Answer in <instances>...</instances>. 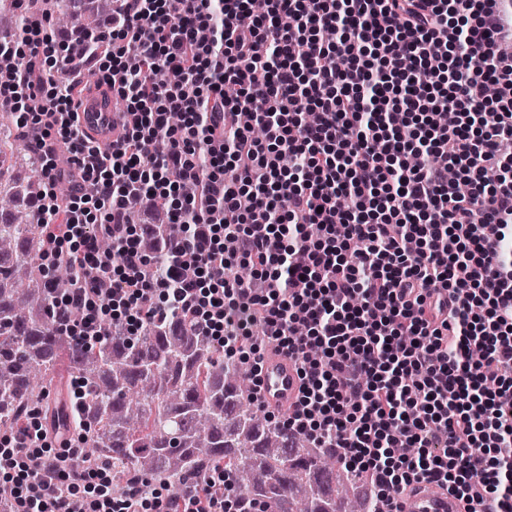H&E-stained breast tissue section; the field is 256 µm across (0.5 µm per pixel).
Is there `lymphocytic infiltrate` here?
<instances>
[{
    "label": "lymphocytic infiltrate",
    "instance_id": "1",
    "mask_svg": "<svg viewBox=\"0 0 512 512\" xmlns=\"http://www.w3.org/2000/svg\"><path fill=\"white\" fill-rule=\"evenodd\" d=\"M498 0H112L90 34L28 19L0 37V111L33 132L38 224L75 280L79 346L170 316L259 377L276 343L303 385L283 426L333 443L382 503L424 481L512 512V54ZM83 60L131 117L110 150L72 122ZM66 144L70 166H60ZM456 172L468 187L449 182ZM182 224L164 236L159 207ZM104 214L103 223L92 211ZM117 242L100 253L99 236ZM168 256L158 269L144 252ZM65 454L42 409L0 437L10 512H267L230 472L161 494Z\"/></svg>",
    "mask_w": 512,
    "mask_h": 512
}]
</instances>
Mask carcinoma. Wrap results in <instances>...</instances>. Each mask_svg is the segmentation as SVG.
Here are the masks:
<instances>
[{"label":"carcinoma","mask_w":512,"mask_h":512,"mask_svg":"<svg viewBox=\"0 0 512 512\" xmlns=\"http://www.w3.org/2000/svg\"><path fill=\"white\" fill-rule=\"evenodd\" d=\"M39 0H0V31L23 32ZM57 27L71 22L68 0L48 11ZM41 190L28 140L16 117L0 112V426L17 427L21 410L40 405L49 374H76L79 397L49 413L67 429L80 416L86 441L75 461L94 468L112 461L115 494L125 474L179 484L203 479L220 462L233 491L271 512H377L373 482L347 467L337 450L318 448L303 435L270 421L249 399L248 374L201 336L150 324L112 344L81 349L58 327L52 298L70 286L59 263L54 288L39 259L50 249L36 217L22 200Z\"/></svg>","instance_id":"1"}]
</instances>
